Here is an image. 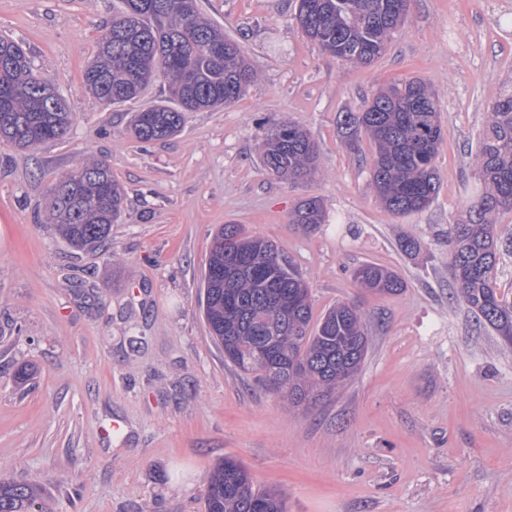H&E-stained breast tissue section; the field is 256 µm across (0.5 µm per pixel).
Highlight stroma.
<instances>
[{"mask_svg":"<svg viewBox=\"0 0 512 512\" xmlns=\"http://www.w3.org/2000/svg\"><path fill=\"white\" fill-rule=\"evenodd\" d=\"M258 71L234 104L189 112L173 137L133 139L136 107L167 101L156 76L139 103L104 106L83 70L118 0H0V36L57 78L65 141H0V481L39 489L48 512H205L213 467L231 456L288 512H512V348L456 295L448 239L478 186L474 154L512 81V0H411L369 66L297 30V0H198ZM421 79L444 131L437 196L386 211L368 186L373 147L340 122L382 85ZM303 125L317 173L288 182L261 160L265 132ZM98 158L125 189L103 251L74 254L43 221L55 179ZM320 200L325 222L291 224ZM240 224L299 270L315 315L364 312L370 345L352 382L308 409L224 361L202 317L215 232ZM419 243L413 253L402 237ZM395 270L374 296L353 268ZM27 368L26 380L16 378ZM323 221V209L316 198L301 201L291 216V224H298L307 233L314 231ZM353 277L362 288L377 295H396L405 288L403 279L395 271L374 263L360 265Z\"/></svg>","mask_w":512,"mask_h":512,"instance_id":"obj_1","label":"stroma"}]
</instances>
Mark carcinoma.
<instances>
[{"label":"carcinoma","mask_w":512,"mask_h":512,"mask_svg":"<svg viewBox=\"0 0 512 512\" xmlns=\"http://www.w3.org/2000/svg\"><path fill=\"white\" fill-rule=\"evenodd\" d=\"M186 0H121L122 7L98 39L85 68L86 88L103 104L141 97L157 73L169 83L171 105L134 113L129 134L142 143L164 140L182 128L184 113L234 104L256 80L257 69L238 42L204 19ZM410 0H298L300 32L323 51L351 64L379 58L405 22ZM72 125L56 80L33 69L17 41L0 37V140L20 149L67 138ZM345 134L355 143L364 132L375 153L368 185L393 215L420 212L434 200L435 158L443 139L432 88L421 79L391 84L348 114ZM262 161L279 178L308 181L317 170V147L307 131L283 123L262 140ZM480 189L466 221L450 235V259L460 297L512 347V298L497 287L498 238L493 216L512 211V86L492 105L475 153ZM124 189L109 163L86 162L58 176L45 215L75 252L96 251L122 216ZM324 221L316 198L301 201L291 223L310 233ZM354 280L377 295L405 288L393 270L364 263ZM203 314L224 360L279 393L294 407L315 405L346 387L369 347L365 314L340 302L314 318L309 288L298 269L270 240L237 224L215 233L203 277ZM207 512H287L283 493L255 485L239 461L226 457L209 476ZM0 512H46L38 492L0 482Z\"/></svg>","instance_id":"carcinoma-1"}]
</instances>
